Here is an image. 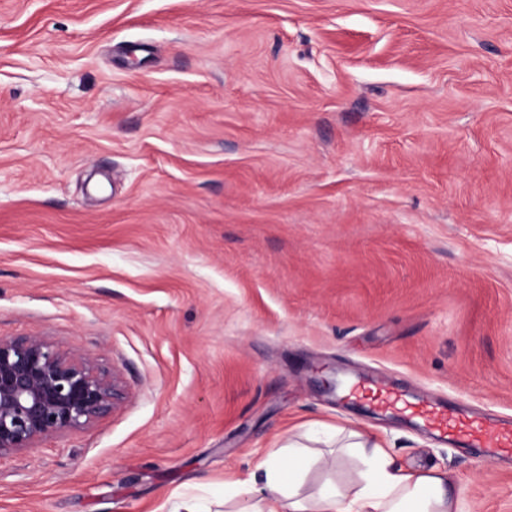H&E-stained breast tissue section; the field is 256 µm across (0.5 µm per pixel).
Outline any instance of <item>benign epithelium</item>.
<instances>
[{
    "label": "benign epithelium",
    "mask_w": 512,
    "mask_h": 512,
    "mask_svg": "<svg viewBox=\"0 0 512 512\" xmlns=\"http://www.w3.org/2000/svg\"><path fill=\"white\" fill-rule=\"evenodd\" d=\"M128 398L120 375L38 336L0 337V459L89 427Z\"/></svg>",
    "instance_id": "obj_1"
}]
</instances>
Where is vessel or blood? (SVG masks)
<instances>
[{"label": "vessel or blood", "mask_w": 512, "mask_h": 512, "mask_svg": "<svg viewBox=\"0 0 512 512\" xmlns=\"http://www.w3.org/2000/svg\"><path fill=\"white\" fill-rule=\"evenodd\" d=\"M347 397L373 410L395 415L449 444L479 449L483 461L512 455V420L494 414H473L453 401L414 395L397 384L374 380L353 383Z\"/></svg>", "instance_id": "obj_1"}]
</instances>
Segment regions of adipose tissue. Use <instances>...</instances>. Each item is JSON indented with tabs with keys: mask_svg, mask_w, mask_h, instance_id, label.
Instances as JSON below:
<instances>
[{
	"mask_svg": "<svg viewBox=\"0 0 512 512\" xmlns=\"http://www.w3.org/2000/svg\"><path fill=\"white\" fill-rule=\"evenodd\" d=\"M345 448L358 451L364 464L354 484L327 482L315 496H301L311 452L292 435L286 448L272 451L262 463L263 481L238 480L232 487L256 497L255 512H458L457 489L447 472L398 467L376 442L356 440Z\"/></svg>",
	"mask_w": 512,
	"mask_h": 512,
	"instance_id": "adipose-tissue-1",
	"label": "adipose tissue"
}]
</instances>
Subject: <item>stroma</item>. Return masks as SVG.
<instances>
[{
    "instance_id": "35a3bbf8",
    "label": "stroma",
    "mask_w": 512,
    "mask_h": 512,
    "mask_svg": "<svg viewBox=\"0 0 512 512\" xmlns=\"http://www.w3.org/2000/svg\"><path fill=\"white\" fill-rule=\"evenodd\" d=\"M12 336L130 396L0 460V512H246L300 425L512 512V464L318 384L512 415V0H0Z\"/></svg>"
}]
</instances>
